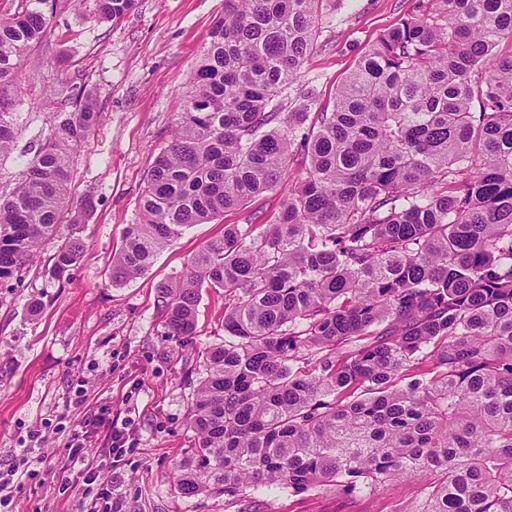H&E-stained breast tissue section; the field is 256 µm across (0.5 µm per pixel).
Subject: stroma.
Returning <instances> with one entry per match:
<instances>
[{"label": "stroma", "instance_id": "1", "mask_svg": "<svg viewBox=\"0 0 512 512\" xmlns=\"http://www.w3.org/2000/svg\"><path fill=\"white\" fill-rule=\"evenodd\" d=\"M416 0H344L324 7L318 43L297 80L277 102L290 109L311 92L313 111L332 108L336 92L376 38L394 27ZM224 0H138L119 23L97 21L57 0L42 44L20 76L15 108L20 143L37 139L59 91L88 84L99 95L101 119L74 162V197L94 196L79 224H63L39 247L20 281L0 286V469L23 449L33 475L16 480L8 512H83L104 489L112 512H395L423 490L420 479L389 484L354 498L319 488L294 494L259 488L240 499L223 494L178 496L174 465L194 443L188 406L203 373L202 351L224 340V293L203 291L194 336L168 335L158 288L180 276L192 256L228 224L267 226L280 193L184 229L142 276L115 286L113 253L138 216L155 155L169 137L174 112ZM80 238L83 250L64 278L52 274L59 239ZM41 304L38 314L28 305ZM83 405H75L77 394ZM104 413L101 424L87 422ZM125 445L112 448V431ZM82 439L96 475L65 488L57 464Z\"/></svg>", "mask_w": 512, "mask_h": 512}]
</instances>
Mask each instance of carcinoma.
<instances>
[{
	"label": "carcinoma",
	"instance_id": "cac0c4a2",
	"mask_svg": "<svg viewBox=\"0 0 512 512\" xmlns=\"http://www.w3.org/2000/svg\"><path fill=\"white\" fill-rule=\"evenodd\" d=\"M76 2L112 23L136 5ZM323 2L224 0L112 256L111 283L132 281L183 228L299 175L266 231L224 225L160 287L171 336L196 333L203 289L233 300L224 343L205 349L176 491L355 496L425 476L397 512H512V0H418L331 111L304 95L282 112L273 101L315 46ZM54 13L56 0L0 12V157ZM67 99L0 193V286L94 207L70 185L101 110L84 86ZM79 257L63 241L53 274Z\"/></svg>",
	"mask_w": 512,
	"mask_h": 512
}]
</instances>
